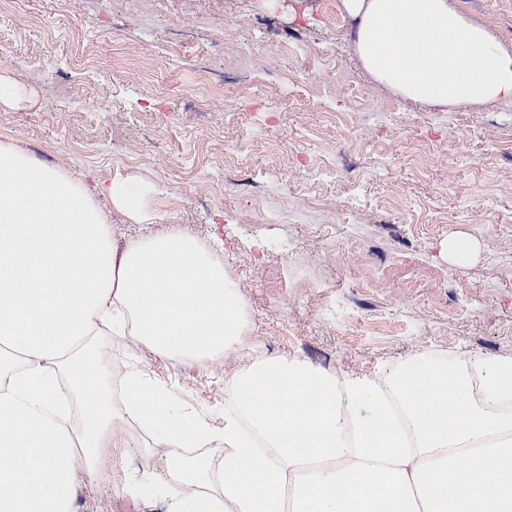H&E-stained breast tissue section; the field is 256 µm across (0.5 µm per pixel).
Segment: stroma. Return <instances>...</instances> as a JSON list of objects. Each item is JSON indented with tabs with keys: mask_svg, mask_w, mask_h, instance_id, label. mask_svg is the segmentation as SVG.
<instances>
[{
	"mask_svg": "<svg viewBox=\"0 0 512 512\" xmlns=\"http://www.w3.org/2000/svg\"><path fill=\"white\" fill-rule=\"evenodd\" d=\"M512 47V0H454ZM293 26L314 46L264 45ZM235 26L255 55L214 40ZM352 19L324 0H0V54L30 90L0 141L80 176L167 190L174 217L243 285L250 334L271 356L365 372L414 346L479 358L512 349V104L430 112L368 81ZM391 104L365 112L366 97ZM137 149L138 159L127 158ZM267 173L238 192L225 178ZM470 239L474 258H448ZM178 416L224 422V364L143 353ZM76 512H165L122 484L159 470L108 448Z\"/></svg>",
	"mask_w": 512,
	"mask_h": 512,
	"instance_id": "stroma-1",
	"label": "stroma"
}]
</instances>
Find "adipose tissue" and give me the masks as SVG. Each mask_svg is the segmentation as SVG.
<instances>
[{
    "label": "adipose tissue",
    "instance_id": "1",
    "mask_svg": "<svg viewBox=\"0 0 512 512\" xmlns=\"http://www.w3.org/2000/svg\"><path fill=\"white\" fill-rule=\"evenodd\" d=\"M375 83L433 112L512 103V49L453 0H341ZM147 188L89 190L0 141V512H75L103 449L164 466L166 512H512V353L415 348L329 372L248 344L242 286L193 236L116 246L99 198L159 222ZM224 369V422L178 418L137 367L93 341Z\"/></svg>",
    "mask_w": 512,
    "mask_h": 512
}]
</instances>
